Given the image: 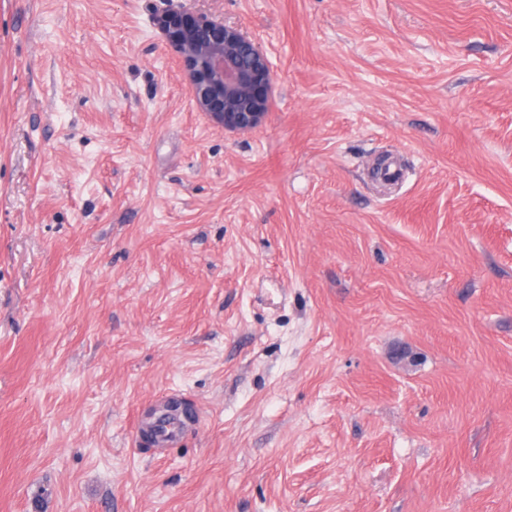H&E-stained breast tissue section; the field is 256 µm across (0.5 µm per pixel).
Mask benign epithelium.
<instances>
[{
	"label": "benign epithelium",
	"instance_id": "benign-epithelium-1",
	"mask_svg": "<svg viewBox=\"0 0 512 512\" xmlns=\"http://www.w3.org/2000/svg\"><path fill=\"white\" fill-rule=\"evenodd\" d=\"M161 23L198 109L229 132L260 127L271 105L272 64L256 38L188 10L166 13Z\"/></svg>",
	"mask_w": 512,
	"mask_h": 512
}]
</instances>
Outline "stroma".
I'll return each mask as SVG.
<instances>
[{
    "label": "stroma",
    "instance_id": "35a3bbf8",
    "mask_svg": "<svg viewBox=\"0 0 512 512\" xmlns=\"http://www.w3.org/2000/svg\"><path fill=\"white\" fill-rule=\"evenodd\" d=\"M0 512H512V0H0ZM161 18L198 109L224 131L260 127L271 105L272 64L256 38L240 26L188 10Z\"/></svg>",
    "mask_w": 512,
    "mask_h": 512
}]
</instances>
